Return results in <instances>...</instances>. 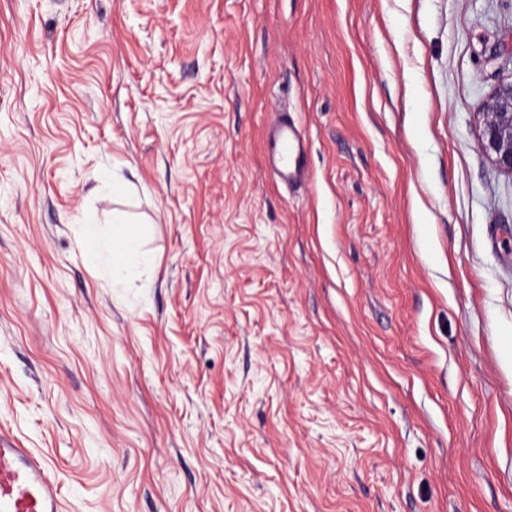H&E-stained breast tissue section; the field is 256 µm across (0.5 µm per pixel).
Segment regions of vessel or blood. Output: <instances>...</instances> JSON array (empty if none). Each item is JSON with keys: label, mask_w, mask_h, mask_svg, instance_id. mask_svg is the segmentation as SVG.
Returning a JSON list of instances; mask_svg holds the SVG:
<instances>
[{"label": "vessel or blood", "mask_w": 512, "mask_h": 512, "mask_svg": "<svg viewBox=\"0 0 512 512\" xmlns=\"http://www.w3.org/2000/svg\"><path fill=\"white\" fill-rule=\"evenodd\" d=\"M266 164L272 179L295 190L308 180V142L286 113L266 132ZM0 512H60V489L48 459L0 432Z\"/></svg>", "instance_id": "1"}]
</instances>
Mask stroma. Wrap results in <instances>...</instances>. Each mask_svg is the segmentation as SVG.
<instances>
[{
	"mask_svg": "<svg viewBox=\"0 0 512 512\" xmlns=\"http://www.w3.org/2000/svg\"><path fill=\"white\" fill-rule=\"evenodd\" d=\"M511 74L512 0H0V429L60 512H512ZM483 111L488 119L482 145L495 155V163L500 168L512 174V74L498 83ZM266 164L272 179L290 190L307 183L308 142L300 125L286 112L276 115L267 129ZM112 235L106 241L98 236L96 231L87 229L81 238V250L88 260L99 257L101 250L107 248L110 254L112 276L122 273L144 260L140 251L139 238L128 221L112 215Z\"/></svg>",
	"mask_w": 512,
	"mask_h": 512,
	"instance_id": "35a3bbf8",
	"label": "stroma"
}]
</instances>
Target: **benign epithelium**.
Instances as JSON below:
<instances>
[{"mask_svg": "<svg viewBox=\"0 0 512 512\" xmlns=\"http://www.w3.org/2000/svg\"><path fill=\"white\" fill-rule=\"evenodd\" d=\"M488 119L482 134L484 149L495 163L512 174V74L502 79L483 107Z\"/></svg>", "mask_w": 512, "mask_h": 512, "instance_id": "benign-epithelium-1", "label": "benign epithelium"}]
</instances>
